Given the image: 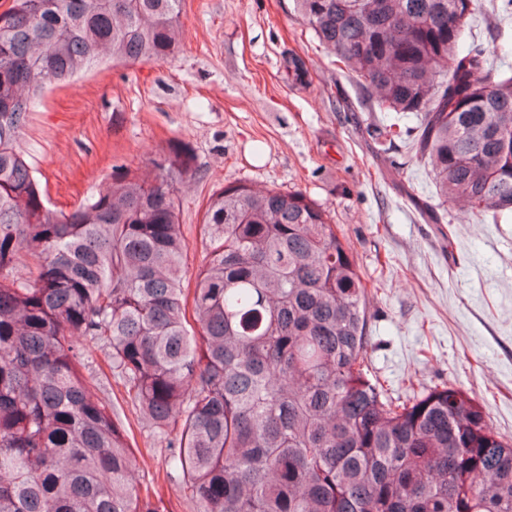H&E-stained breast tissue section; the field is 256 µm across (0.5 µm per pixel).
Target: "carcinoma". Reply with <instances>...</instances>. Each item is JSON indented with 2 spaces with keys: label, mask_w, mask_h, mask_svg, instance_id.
<instances>
[{
  "label": "carcinoma",
  "mask_w": 512,
  "mask_h": 512,
  "mask_svg": "<svg viewBox=\"0 0 512 512\" xmlns=\"http://www.w3.org/2000/svg\"><path fill=\"white\" fill-rule=\"evenodd\" d=\"M300 18L369 108L407 136L445 206L512 212L507 43L467 42L480 0H296ZM182 0H13L0 14V512H161L135 450L82 372L84 343L169 441V480L197 512H512V439L446 385L405 400L371 375L368 288L328 210L301 190L229 181L207 203L203 259L187 245L172 178L186 149L130 172L66 214L17 150L45 88L104 56L165 62ZM288 75L308 83L290 53Z\"/></svg>",
  "instance_id": "cac0c4a2"
}]
</instances>
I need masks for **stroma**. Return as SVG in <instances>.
Wrapping results in <instances>:
<instances>
[{
    "label": "stroma",
    "mask_w": 512,
    "mask_h": 512,
    "mask_svg": "<svg viewBox=\"0 0 512 512\" xmlns=\"http://www.w3.org/2000/svg\"><path fill=\"white\" fill-rule=\"evenodd\" d=\"M181 24L171 61H105L43 91L21 147L50 205L72 211L113 172L151 173V159L184 145L197 172L175 183L190 279L208 199L224 183L305 191L349 238L376 292L366 317L372 374L394 397L453 384L512 439V216L468 224L449 207L447 241L421 223L410 199L432 193L429 175L403 141L373 145L365 127L378 113L337 111L336 89L349 81L294 0H182ZM291 52L307 61L308 84L289 79ZM387 158L402 164V188L384 180ZM84 364L141 451L138 483L166 512H196L167 480V444L125 402L104 350L88 346Z\"/></svg>",
    "instance_id": "1"
}]
</instances>
